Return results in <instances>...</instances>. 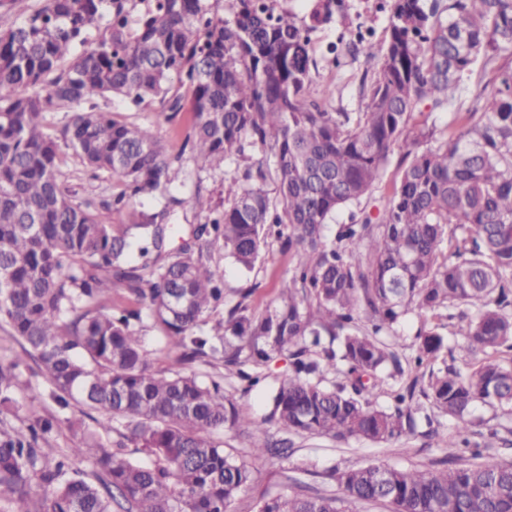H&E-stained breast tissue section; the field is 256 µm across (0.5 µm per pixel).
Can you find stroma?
<instances>
[{
  "label": "stroma",
  "mask_w": 512,
  "mask_h": 512,
  "mask_svg": "<svg viewBox=\"0 0 512 512\" xmlns=\"http://www.w3.org/2000/svg\"><path fill=\"white\" fill-rule=\"evenodd\" d=\"M374 66L363 56H349L342 59L340 66L322 61L312 73V94H319L321 88L331 84L335 87L333 100L326 108L331 112H355L364 108L360 96V81L364 73L373 71ZM98 109L115 113L117 118L154 129L171 154H179L184 131L188 124V112L170 116L166 107L156 99L132 104L124 99L106 96L99 98ZM59 172L75 191L77 200L98 199L118 192L116 180L108 174L91 176L81 160L66 147H59ZM223 170L204 174L200 198L189 201L178 211L173 221L177 224L197 223L205 220L211 209L222 206L224 196ZM212 261L224 273L227 291H234L248 284H255L256 290L249 299L256 311H264L275 302L278 289L289 266V258L283 253L275 239H268L261 258L251 273H243L230 259L225 258L222 249H214ZM224 442L239 457L246 460L254 470V480L232 503V512H254L258 500L264 497L288 495L312 488L321 492L335 493L334 484L324 479V472L353 466L382 464L397 468L431 467L445 455L436 437L428 436L425 428L402 437L389 444H376L363 440H352L345 444L319 436L294 438L290 456L285 458L258 457L252 452L253 441L246 435L225 432Z\"/></svg>",
  "instance_id": "stroma-1"
}]
</instances>
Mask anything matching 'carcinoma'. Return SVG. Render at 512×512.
<instances>
[{
    "instance_id": "carcinoma-1",
    "label": "carcinoma",
    "mask_w": 512,
    "mask_h": 512,
    "mask_svg": "<svg viewBox=\"0 0 512 512\" xmlns=\"http://www.w3.org/2000/svg\"><path fill=\"white\" fill-rule=\"evenodd\" d=\"M50 0L0 30V322L50 384L56 414L20 423L29 381L21 361L0 363V503L14 512H230L251 468L224 448V430L257 438L253 452L286 456L293 436L387 443L453 417L439 468L367 465L334 469L341 495L295 493L255 512H512V462L469 447L473 406L512 409V0H391L388 38L359 44L374 63L360 112H329L310 95L311 34L346 20L345 0H313L304 16L273 15L253 0ZM110 16L108 36L67 69L73 45ZM486 77L464 106L475 72ZM52 76L44 95L30 87ZM191 91L183 154L171 156L149 127L99 112L107 94L135 104L157 98L171 116ZM428 101L452 114L442 135L409 127ZM72 108L51 132L43 115ZM121 190L79 202L60 178L58 141ZM435 142L429 147L427 143ZM399 179L373 214L360 206L385 177L395 150ZM224 166V209L191 224L171 215L199 196L201 172ZM158 194L161 208L140 206ZM350 210L348 222L328 225ZM123 213L122 224L112 213ZM289 256L273 307L255 312L252 285L233 298L211 248L253 271L269 235ZM119 288L132 301L112 305ZM223 309L221 319L209 314ZM419 319L403 359L398 326ZM160 332L177 368L154 369L141 343ZM464 337V368H429L400 382ZM278 377L255 420L240 413L216 362L258 385L257 369L282 352ZM337 374L326 383V375ZM387 391L392 405H376ZM80 415L68 416L72 406ZM97 424L86 427L85 419ZM122 423L117 442L99 430ZM272 423L284 438L273 441ZM78 437L53 456L61 426ZM149 461L130 458L125 448ZM92 458L94 470L72 467Z\"/></svg>"
}]
</instances>
